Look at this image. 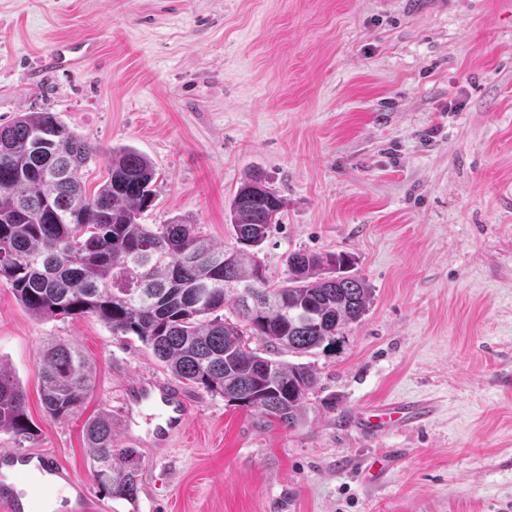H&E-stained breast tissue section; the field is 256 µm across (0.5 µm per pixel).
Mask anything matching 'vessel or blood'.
<instances>
[{"label":"vessel or blood","instance_id":"obj_1","mask_svg":"<svg viewBox=\"0 0 512 512\" xmlns=\"http://www.w3.org/2000/svg\"><path fill=\"white\" fill-rule=\"evenodd\" d=\"M95 51L94 43L70 41L53 49L43 59L42 65L50 70L59 67L76 70ZM136 400L139 404L149 405L157 411L160 419L159 425L155 427L157 433H164L168 428L180 427L185 421L182 395L177 388L170 384L163 382L139 384L136 388ZM436 412V404L429 399L383 402L359 411L356 416V424L362 433L378 437L396 428H417L430 421ZM405 455V449L391 448L380 456L367 461L366 468L382 474L388 472ZM4 463L14 465V479L36 477L39 489L45 497H52L68 488L75 493L78 512H95L93 498L82 484L71 477L54 452L43 451L31 456L25 453L2 451L0 452V465Z\"/></svg>","mask_w":512,"mask_h":512}]
</instances>
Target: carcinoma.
Listing matches in <instances>:
<instances>
[{
	"instance_id": "cac0c4a2",
	"label": "carcinoma",
	"mask_w": 512,
	"mask_h": 512,
	"mask_svg": "<svg viewBox=\"0 0 512 512\" xmlns=\"http://www.w3.org/2000/svg\"><path fill=\"white\" fill-rule=\"evenodd\" d=\"M98 148L54 113L26 112L0 125V282L37 318L94 317L132 336L176 378L250 410L258 426L291 430L318 386L316 355L367 311L373 288L348 275L344 253L294 251L277 278L260 257L285 199L259 174L229 201L235 245L195 224H141L154 205L157 172L132 148L112 150L91 192ZM261 340L252 348L248 337ZM41 403L54 420L75 416L94 387L85 356L61 341L42 345ZM26 396L0 370V432L34 435ZM95 482L116 499L137 497L132 448H116L112 416L84 424Z\"/></svg>"
}]
</instances>
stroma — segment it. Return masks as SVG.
I'll return each instance as SVG.
<instances>
[{
    "label": "stroma",
    "instance_id": "obj_1",
    "mask_svg": "<svg viewBox=\"0 0 512 512\" xmlns=\"http://www.w3.org/2000/svg\"><path fill=\"white\" fill-rule=\"evenodd\" d=\"M96 55L42 72L61 41ZM50 111L89 138L98 186L112 149L158 172L145 224L184 220L232 247L227 203L257 173L286 199L264 244L346 252L373 290L366 315L315 355L305 421L184 387L188 419L158 439L121 400L170 373L97 319L33 317L0 284V368L24 388L34 438L103 512H512V0H0V124ZM88 360L95 386L61 422L40 401L39 347ZM433 398L425 425L379 438L369 403ZM112 416L135 449V501L94 482L83 424ZM406 449L383 480L367 456Z\"/></svg>",
    "mask_w": 512,
    "mask_h": 512
}]
</instances>
